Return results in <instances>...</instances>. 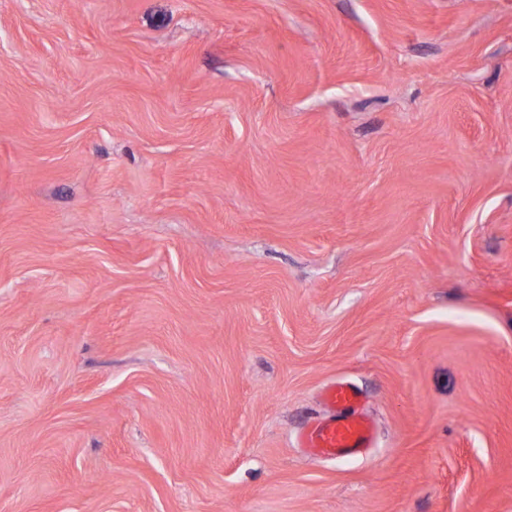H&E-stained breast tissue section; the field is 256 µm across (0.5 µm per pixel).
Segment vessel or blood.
Masks as SVG:
<instances>
[{
    "label": "vessel or blood",
    "instance_id": "vessel-or-blood-1",
    "mask_svg": "<svg viewBox=\"0 0 512 512\" xmlns=\"http://www.w3.org/2000/svg\"><path fill=\"white\" fill-rule=\"evenodd\" d=\"M321 399L329 413L299 433L301 448L313 456L341 459L374 447L376 428L363 411L362 389L354 383L340 381L327 385Z\"/></svg>",
    "mask_w": 512,
    "mask_h": 512
}]
</instances>
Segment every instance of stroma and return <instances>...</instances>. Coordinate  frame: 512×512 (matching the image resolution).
<instances>
[{
	"label": "stroma",
	"mask_w": 512,
	"mask_h": 512,
	"mask_svg": "<svg viewBox=\"0 0 512 512\" xmlns=\"http://www.w3.org/2000/svg\"><path fill=\"white\" fill-rule=\"evenodd\" d=\"M0 512H512V0H0ZM329 415L298 435L300 448L313 456L341 459L362 455L376 441L374 421L363 411L365 395L351 382L327 385L322 393Z\"/></svg>",
	"instance_id": "35a3bbf8"
}]
</instances>
